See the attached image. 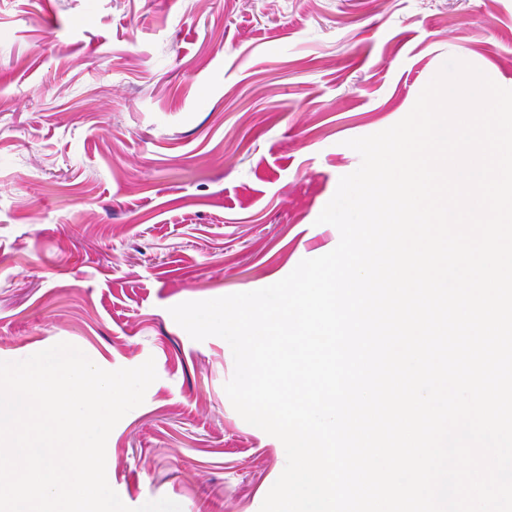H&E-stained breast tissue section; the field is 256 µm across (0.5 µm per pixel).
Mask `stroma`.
Listing matches in <instances>:
<instances>
[{
    "instance_id": "35a3bbf8",
    "label": "stroma",
    "mask_w": 512,
    "mask_h": 512,
    "mask_svg": "<svg viewBox=\"0 0 512 512\" xmlns=\"http://www.w3.org/2000/svg\"><path fill=\"white\" fill-rule=\"evenodd\" d=\"M455 57L512 81V0H0V361L156 380L106 444L122 502L260 512L286 465L169 309L332 251L317 218Z\"/></svg>"
}]
</instances>
